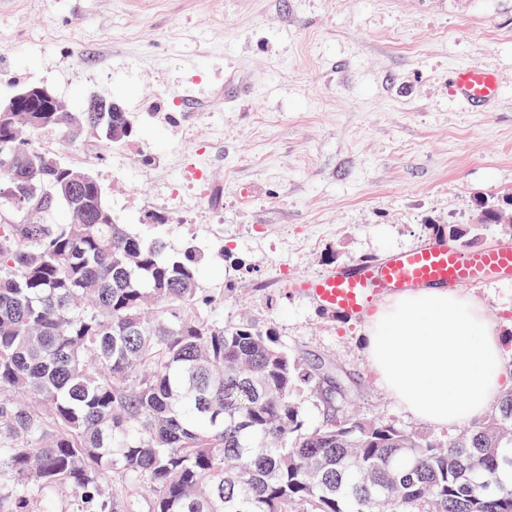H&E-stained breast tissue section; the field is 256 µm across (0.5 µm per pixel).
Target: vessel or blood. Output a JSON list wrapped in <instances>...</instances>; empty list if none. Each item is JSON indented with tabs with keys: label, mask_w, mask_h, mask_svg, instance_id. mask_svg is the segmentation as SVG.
<instances>
[{
	"label": "vessel or blood",
	"mask_w": 512,
	"mask_h": 512,
	"mask_svg": "<svg viewBox=\"0 0 512 512\" xmlns=\"http://www.w3.org/2000/svg\"><path fill=\"white\" fill-rule=\"evenodd\" d=\"M450 91L456 101L472 107L492 104L500 96L496 76L475 64L453 68ZM510 278L512 249L471 250L442 240L364 264L351 273L298 276L287 286L303 300L351 319L362 317L371 303L399 289L472 286Z\"/></svg>",
	"instance_id": "obj_1"
}]
</instances>
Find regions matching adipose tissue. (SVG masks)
Masks as SVG:
<instances>
[{
	"mask_svg": "<svg viewBox=\"0 0 512 512\" xmlns=\"http://www.w3.org/2000/svg\"><path fill=\"white\" fill-rule=\"evenodd\" d=\"M362 345L388 394L436 426L482 417L512 388L495 315L450 288L402 292L379 305Z\"/></svg>",
	"mask_w": 512,
	"mask_h": 512,
	"instance_id": "obj_1",
	"label": "adipose tissue"
}]
</instances>
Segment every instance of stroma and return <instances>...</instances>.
<instances>
[{
  "label": "stroma",
  "instance_id": "obj_1",
  "mask_svg": "<svg viewBox=\"0 0 512 512\" xmlns=\"http://www.w3.org/2000/svg\"><path fill=\"white\" fill-rule=\"evenodd\" d=\"M462 63L497 74L492 111L449 96ZM26 85L75 112L102 96L131 115L125 146L55 133L48 147L92 156L116 223L197 247L212 317L333 363L350 412L457 433L386 392L360 343L365 321L282 283L413 249L470 224L477 197L512 195V0H0V98ZM199 165L203 202L167 201ZM465 293L496 315L512 355V281Z\"/></svg>",
  "mask_w": 512,
  "mask_h": 512
}]
</instances>
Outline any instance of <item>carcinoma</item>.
I'll return each mask as SVG.
<instances>
[{"mask_svg":"<svg viewBox=\"0 0 512 512\" xmlns=\"http://www.w3.org/2000/svg\"><path fill=\"white\" fill-rule=\"evenodd\" d=\"M128 120L0 117V512H512L511 389L446 442L345 414L331 364L210 316L195 247L115 223L37 143L121 145ZM478 207L497 224L512 199Z\"/></svg>","mask_w":512,"mask_h":512,"instance_id":"cac0c4a2","label":"carcinoma"}]
</instances>
